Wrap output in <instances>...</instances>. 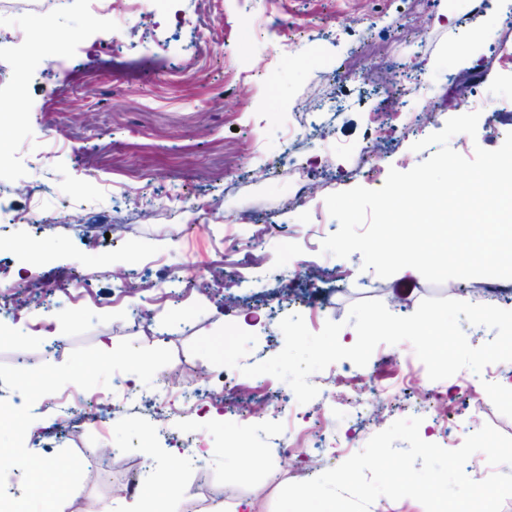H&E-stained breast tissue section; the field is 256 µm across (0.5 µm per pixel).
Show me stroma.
Returning <instances> with one entry per match:
<instances>
[{"label": "stroma", "instance_id": "stroma-1", "mask_svg": "<svg viewBox=\"0 0 512 512\" xmlns=\"http://www.w3.org/2000/svg\"><path fill=\"white\" fill-rule=\"evenodd\" d=\"M511 9L512 0H157L101 17L86 0L62 10L7 0L1 26L65 35L73 54L60 72L24 46L0 51V284L23 283L33 296L19 319L0 318V364L60 365L77 348L124 340L173 354L151 385L117 372L109 386L68 384L33 405L26 448L43 457L68 448L83 463L64 512H83L85 499L111 512H185L193 501L200 512H233L244 498L274 512L285 485L317 477L305 457L334 468L411 416L422 417L423 440L447 449L486 424L512 437V362L433 381L410 343L381 344L366 366L341 360L312 374L319 394L301 404L286 382L189 351L196 337L238 323L257 337L244 364L262 362L282 350L279 324L294 313L315 333L341 324L349 347L354 303L378 300L403 317L454 286L462 301L512 311L506 279L382 278L360 253L321 251L338 228L326 196L380 188L390 169L429 158L412 144L443 129L452 116L443 100L478 61L477 134L450 145L467 158L502 145L512 132ZM105 26L128 49L101 51ZM395 74L410 93H387ZM42 183L32 205L59 221L35 234L11 223L20 203L11 190ZM130 186L132 201L122 194ZM182 195L210 214L180 212ZM275 266L283 282L270 279ZM119 268L133 283L114 278ZM39 315L49 328L35 334L27 323ZM188 369L192 383H167ZM161 390L170 404L156 401ZM239 390L263 407H292L293 419L265 409L243 417L230 401ZM65 407L74 424L63 433ZM100 448L115 458L99 461Z\"/></svg>", "mask_w": 512, "mask_h": 512}]
</instances>
